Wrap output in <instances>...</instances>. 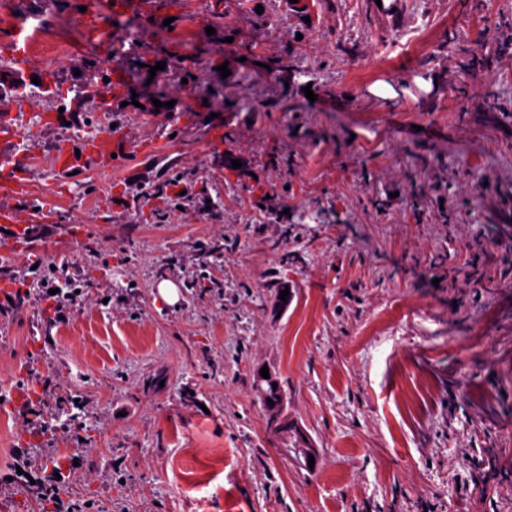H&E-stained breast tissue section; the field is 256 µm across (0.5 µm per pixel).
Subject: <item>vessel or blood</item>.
Wrapping results in <instances>:
<instances>
[{"instance_id": "b4317fda", "label": "vessel or blood", "mask_w": 512, "mask_h": 512, "mask_svg": "<svg viewBox=\"0 0 512 512\" xmlns=\"http://www.w3.org/2000/svg\"><path fill=\"white\" fill-rule=\"evenodd\" d=\"M22 25H15L9 37V51L15 73L24 75L29 70L28 51L20 45ZM32 148L30 138L11 135L4 151L0 152V227L7 229L9 236L0 242V254L26 251L29 231L23 224L13 204L28 199L29 177L26 157ZM121 144L113 140L111 132L77 143L61 141L56 154V166L60 174L80 171L93 166L111 169L114 153L120 152Z\"/></svg>"}]
</instances>
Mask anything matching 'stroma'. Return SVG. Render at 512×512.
<instances>
[{
    "label": "stroma",
    "instance_id": "stroma-1",
    "mask_svg": "<svg viewBox=\"0 0 512 512\" xmlns=\"http://www.w3.org/2000/svg\"><path fill=\"white\" fill-rule=\"evenodd\" d=\"M23 2L86 53L0 86L41 130L21 217L43 263L0 256L8 512H54L18 450L72 512H512V0H98L94 23ZM106 67L129 155L63 179ZM200 72L219 110L188 98ZM264 368L315 465L269 429Z\"/></svg>",
    "mask_w": 512,
    "mask_h": 512
}]
</instances>
